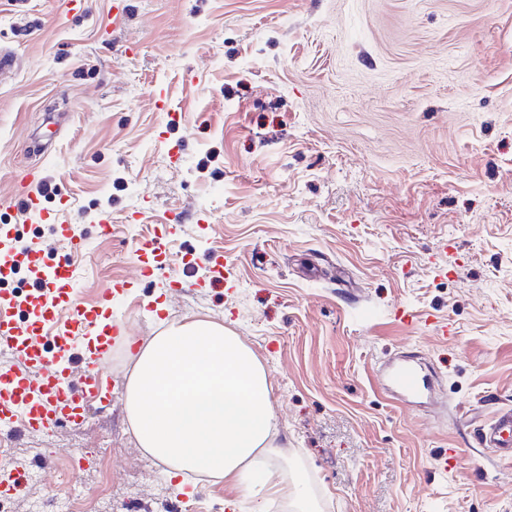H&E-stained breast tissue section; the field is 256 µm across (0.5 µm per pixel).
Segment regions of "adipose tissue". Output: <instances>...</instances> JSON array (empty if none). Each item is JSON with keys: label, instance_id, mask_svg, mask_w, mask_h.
<instances>
[{"label": "adipose tissue", "instance_id": "adipose-tissue-1", "mask_svg": "<svg viewBox=\"0 0 512 512\" xmlns=\"http://www.w3.org/2000/svg\"><path fill=\"white\" fill-rule=\"evenodd\" d=\"M126 386L139 447L173 472H196L242 496L314 512L275 463L277 420L267 373L223 325L173 323L140 345Z\"/></svg>", "mask_w": 512, "mask_h": 512}]
</instances>
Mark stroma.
<instances>
[{"instance_id": "stroma-1", "label": "stroma", "mask_w": 512, "mask_h": 512, "mask_svg": "<svg viewBox=\"0 0 512 512\" xmlns=\"http://www.w3.org/2000/svg\"><path fill=\"white\" fill-rule=\"evenodd\" d=\"M113 4L0 0L18 59L0 225L71 257L84 306L133 284L112 300L111 413L0 435L26 474L7 512H58L80 488L185 512L125 393L132 341L192 318L263 364L279 462L323 512H512V461L474 440L512 406V0ZM33 165L53 191L26 210ZM159 233L157 262L139 249ZM407 353L435 372L419 406L382 384Z\"/></svg>"}]
</instances>
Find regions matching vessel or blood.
Instances as JSON below:
<instances>
[{"label":"vessel or blood","instance_id":"vessel-or-blood-1","mask_svg":"<svg viewBox=\"0 0 512 512\" xmlns=\"http://www.w3.org/2000/svg\"><path fill=\"white\" fill-rule=\"evenodd\" d=\"M0 236L10 246L0 255V280L14 270L38 266L39 249L12 236L8 225ZM73 271L60 265L36 277L32 290V320H21L13 294L0 292V420L23 427L53 432L60 426L80 425L91 401L111 407L102 395V365L112 341L121 334L113 320L99 323V312L84 307L73 296ZM80 359L81 375H73L72 359ZM390 384L401 398L421 397L428 376L410 364L398 366ZM480 445L493 449L498 458L512 460V407L501 408L494 420L480 429Z\"/></svg>","mask_w":512,"mask_h":512}]
</instances>
